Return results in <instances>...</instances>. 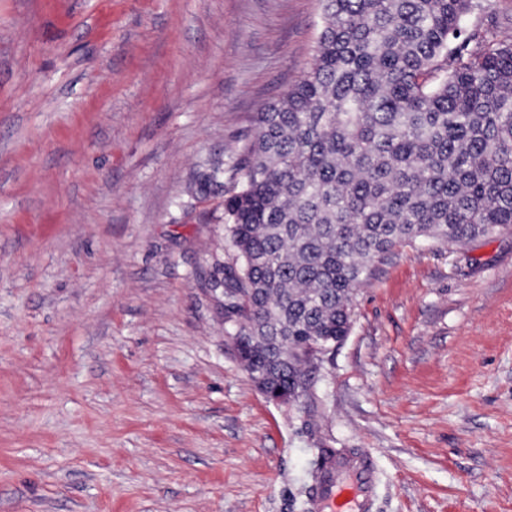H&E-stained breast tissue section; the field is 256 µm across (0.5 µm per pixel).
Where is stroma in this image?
Here are the masks:
<instances>
[{
	"mask_svg": "<svg viewBox=\"0 0 512 512\" xmlns=\"http://www.w3.org/2000/svg\"><path fill=\"white\" fill-rule=\"evenodd\" d=\"M321 0H0V512H311L322 448L371 512H512V232L397 247L316 398L270 401L211 284L255 115Z\"/></svg>",
	"mask_w": 512,
	"mask_h": 512,
	"instance_id": "35a3bbf8",
	"label": "stroma"
}]
</instances>
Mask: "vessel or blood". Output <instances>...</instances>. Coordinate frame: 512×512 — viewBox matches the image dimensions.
Returning <instances> with one entry per match:
<instances>
[{
    "label": "vessel or blood",
    "instance_id": "1",
    "mask_svg": "<svg viewBox=\"0 0 512 512\" xmlns=\"http://www.w3.org/2000/svg\"><path fill=\"white\" fill-rule=\"evenodd\" d=\"M375 485L376 472L369 455L325 458L311 508L313 512H371Z\"/></svg>",
    "mask_w": 512,
    "mask_h": 512
}]
</instances>
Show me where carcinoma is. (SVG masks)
Instances as JSON below:
<instances>
[{
  "label": "carcinoma",
  "instance_id": "obj_1",
  "mask_svg": "<svg viewBox=\"0 0 512 512\" xmlns=\"http://www.w3.org/2000/svg\"><path fill=\"white\" fill-rule=\"evenodd\" d=\"M322 2L314 60L257 113L224 199L225 335L292 400L395 247L512 229V40L472 21L493 0Z\"/></svg>",
  "mask_w": 512,
  "mask_h": 512
}]
</instances>
